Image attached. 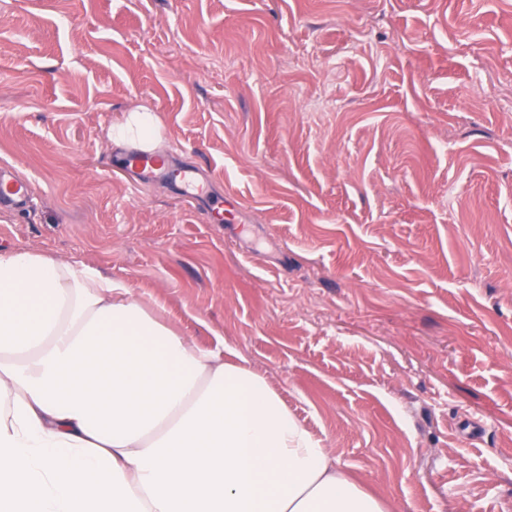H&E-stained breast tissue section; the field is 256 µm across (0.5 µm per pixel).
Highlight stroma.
<instances>
[{"mask_svg": "<svg viewBox=\"0 0 512 512\" xmlns=\"http://www.w3.org/2000/svg\"><path fill=\"white\" fill-rule=\"evenodd\" d=\"M135 106L206 195L121 169ZM0 165V249L224 342L390 512H512V0H0ZM28 199V186L0 169V209L22 210Z\"/></svg>", "mask_w": 512, "mask_h": 512, "instance_id": "1", "label": "stroma"}]
</instances>
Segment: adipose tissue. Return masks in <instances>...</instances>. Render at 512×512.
Returning a JSON list of instances; mask_svg holds the SVG:
<instances>
[{"instance_id": "ef3b65f1", "label": "adipose tissue", "mask_w": 512, "mask_h": 512, "mask_svg": "<svg viewBox=\"0 0 512 512\" xmlns=\"http://www.w3.org/2000/svg\"><path fill=\"white\" fill-rule=\"evenodd\" d=\"M110 149L161 154L137 106ZM0 512H389L266 378L162 321L124 280L0 250Z\"/></svg>"}]
</instances>
